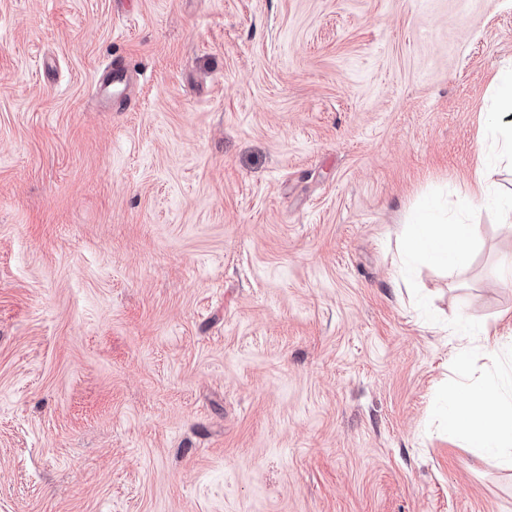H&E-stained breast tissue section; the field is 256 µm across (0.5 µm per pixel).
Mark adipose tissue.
Masks as SVG:
<instances>
[{"instance_id":"adipose-tissue-1","label":"adipose tissue","mask_w":512,"mask_h":512,"mask_svg":"<svg viewBox=\"0 0 512 512\" xmlns=\"http://www.w3.org/2000/svg\"><path fill=\"white\" fill-rule=\"evenodd\" d=\"M476 232V225L442 220L429 207L406 226L404 251L425 257L452 276L468 264ZM446 404L450 432L464 435L471 447L512 458L511 396L491 386L478 397L457 381L448 386Z\"/></svg>"}]
</instances>
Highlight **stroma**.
Listing matches in <instances>:
<instances>
[{"label":"stroma","instance_id":"35a3bbf8","mask_svg":"<svg viewBox=\"0 0 512 512\" xmlns=\"http://www.w3.org/2000/svg\"><path fill=\"white\" fill-rule=\"evenodd\" d=\"M508 67L512 0H0V512H512L436 412L512 337L463 204ZM129 80V67L121 57L113 58L112 63L102 72L99 78L101 87H106V85L112 83L113 96L120 95L125 90ZM477 229L474 224L448 222V217L442 220L429 207L406 224L403 253L419 254L452 277L468 264Z\"/></svg>","mask_w":512,"mask_h":512}]
</instances>
